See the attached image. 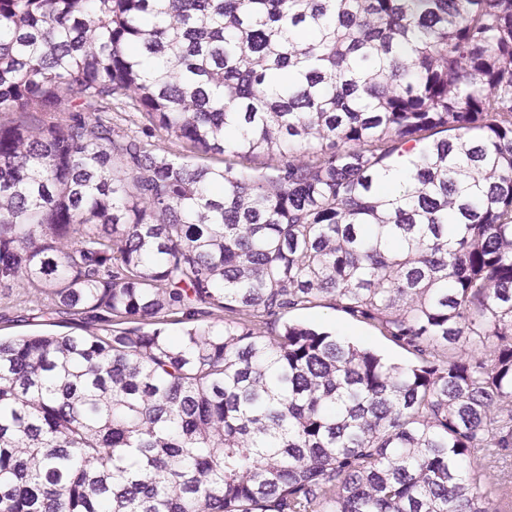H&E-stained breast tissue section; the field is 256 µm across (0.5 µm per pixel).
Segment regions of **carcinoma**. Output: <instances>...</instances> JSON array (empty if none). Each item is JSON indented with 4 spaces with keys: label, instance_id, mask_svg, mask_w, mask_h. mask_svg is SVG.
Here are the masks:
<instances>
[{
    "label": "carcinoma",
    "instance_id": "cac0c4a2",
    "mask_svg": "<svg viewBox=\"0 0 512 512\" xmlns=\"http://www.w3.org/2000/svg\"><path fill=\"white\" fill-rule=\"evenodd\" d=\"M2 286L0 512H499L512 0H0ZM0 288V337L1 339L32 334L85 335L83 320L77 316L57 314L41 306L35 298L8 296ZM76 317V318H74ZM290 322H300L313 327L330 331L356 344L360 348L371 350L380 355L386 362L405 365L412 361L413 356L404 348L396 345L374 328L357 322L341 311L329 307H314L290 313Z\"/></svg>",
    "mask_w": 512,
    "mask_h": 512
}]
</instances>
